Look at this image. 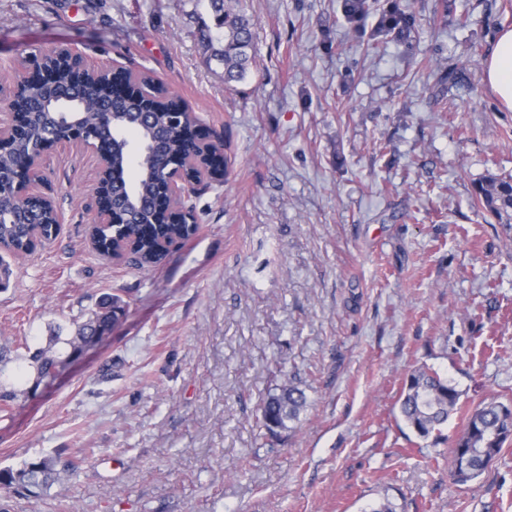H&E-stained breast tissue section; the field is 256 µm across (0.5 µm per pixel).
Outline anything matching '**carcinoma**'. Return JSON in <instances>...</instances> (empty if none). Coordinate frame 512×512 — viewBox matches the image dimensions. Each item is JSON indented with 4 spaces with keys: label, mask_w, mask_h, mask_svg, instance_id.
<instances>
[{
    "label": "carcinoma",
    "mask_w": 512,
    "mask_h": 512,
    "mask_svg": "<svg viewBox=\"0 0 512 512\" xmlns=\"http://www.w3.org/2000/svg\"><path fill=\"white\" fill-rule=\"evenodd\" d=\"M216 17L217 32L202 29V37L211 56L224 65V82L230 84L245 78L255 63L253 20L241 0H209ZM86 95L112 94V111L120 113L125 125L126 140L112 147V166L118 170L129 168L126 142L145 141L149 134L136 120L135 113L142 111L140 102L123 94L118 87L109 88L102 80L84 84ZM176 107L172 100L160 101L153 109L152 127L160 132L161 143L153 159L137 164L134 178L128 179L138 192L140 204L133 218L112 230H100L101 243L107 245L112 233L121 239L137 243L139 267L157 266L163 262L167 251L160 248L162 241L173 242L190 235L186 224H162L156 209L157 200L165 193L163 169L187 150V131L180 121H173L171 112ZM41 130L39 120H31L23 133L14 141L7 155L0 159V175L10 180L30 151L32 140ZM474 203L483 206L504 224H512V177H489L474 185ZM0 240L10 242L19 250L29 247L23 224H1ZM102 313L94 314L78 327L74 336L49 337L47 344L29 355L34 377L30 386L17 390L0 384V412L7 411L10 403L21 395L35 393L41 382L53 376L57 367L68 359L79 357L85 348L103 333L109 323L117 320L122 309L112 296L100 299ZM461 393L456 386L429 370L412 373L405 385L400 413L405 424L418 436L426 438L441 432L449 417L458 409ZM306 406L304 393L296 386L283 387L280 392L267 397L260 409L258 422L268 433L275 434L287 428V423L298 419ZM512 441V407L490 401L478 405L466 417L461 434L452 442L451 478L461 484L479 479L490 462L500 454L504 445ZM76 472V465L69 458L37 457L24 462L22 467L0 470V489L5 499L32 496Z\"/></svg>",
    "instance_id": "cac0c4a2"
}]
</instances>
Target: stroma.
<instances>
[{"label": "stroma", "instance_id": "stroma-1", "mask_svg": "<svg viewBox=\"0 0 512 512\" xmlns=\"http://www.w3.org/2000/svg\"><path fill=\"white\" fill-rule=\"evenodd\" d=\"M245 6L256 64L228 86L208 0H0V78L61 45L150 72L230 169L196 234L143 270L88 243L95 156L50 155L61 229L9 260L0 382L23 386L29 349L75 335L102 296L125 315L0 413V469L81 460L12 512H512V446L478 481L449 476L467 415L512 404V226L471 204L512 175V110L484 81L512 0H399V37L373 28L383 0L357 24L341 0ZM418 368L461 393L425 439L400 414ZM289 380L307 407L266 433L256 410Z\"/></svg>", "mask_w": 512, "mask_h": 512}]
</instances>
